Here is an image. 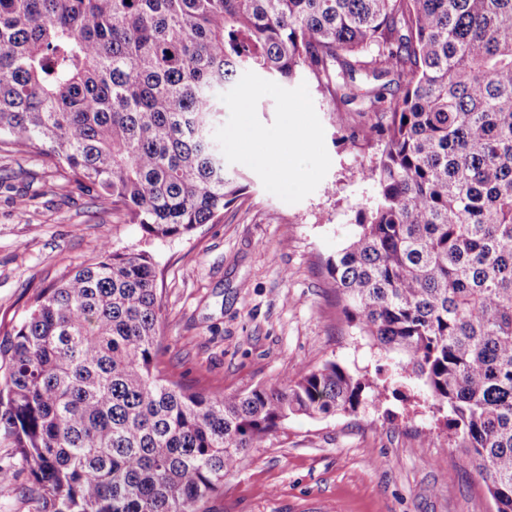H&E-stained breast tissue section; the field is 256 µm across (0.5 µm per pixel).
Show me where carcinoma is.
Instances as JSON below:
<instances>
[{"instance_id":"obj_1","label":"carcinoma","mask_w":512,"mask_h":512,"mask_svg":"<svg viewBox=\"0 0 512 512\" xmlns=\"http://www.w3.org/2000/svg\"><path fill=\"white\" fill-rule=\"evenodd\" d=\"M304 76L377 147L375 194L327 267L348 326L423 382L512 512V0H0V152L35 149L146 240L242 191L212 133L224 85ZM146 250L38 294L0 350V430L39 512H202L295 415L354 411L336 362L204 394L162 376Z\"/></svg>"}]
</instances>
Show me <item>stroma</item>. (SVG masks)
<instances>
[{"label":"stroma","mask_w":512,"mask_h":512,"mask_svg":"<svg viewBox=\"0 0 512 512\" xmlns=\"http://www.w3.org/2000/svg\"><path fill=\"white\" fill-rule=\"evenodd\" d=\"M303 117L288 188L231 142L237 112L263 140L287 109ZM350 115L306 80L277 85L248 74L224 89L214 137L245 188L224 217L190 236L144 244L138 225L106 216L37 153H0V343L33 299L113 250L148 248L164 304L162 374L233 394L333 361L377 388L376 401L321 419L296 416L250 449L208 512H495L483 481L448 436L420 382L394 386L377 345L348 328L325 264L355 234L354 211L374 194L359 170L374 151L344 140ZM26 211H18V199ZM0 512H35L30 475L0 433Z\"/></svg>","instance_id":"obj_1"}]
</instances>
